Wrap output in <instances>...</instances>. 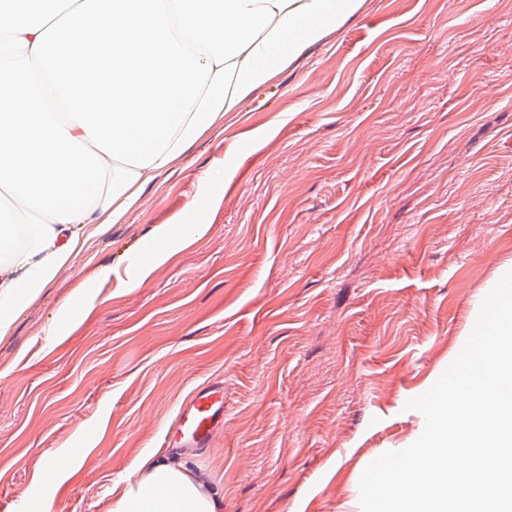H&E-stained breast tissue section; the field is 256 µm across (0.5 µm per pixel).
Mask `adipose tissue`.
Here are the masks:
<instances>
[{
    "label": "adipose tissue",
    "mask_w": 512,
    "mask_h": 512,
    "mask_svg": "<svg viewBox=\"0 0 512 512\" xmlns=\"http://www.w3.org/2000/svg\"><path fill=\"white\" fill-rule=\"evenodd\" d=\"M361 0H46L40 22L0 14V337L121 222L142 189L241 112ZM112 512H223L181 457L146 458Z\"/></svg>",
    "instance_id": "adipose-tissue-1"
}]
</instances>
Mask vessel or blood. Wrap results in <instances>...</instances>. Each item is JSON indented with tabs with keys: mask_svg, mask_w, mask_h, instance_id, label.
<instances>
[{
	"mask_svg": "<svg viewBox=\"0 0 512 512\" xmlns=\"http://www.w3.org/2000/svg\"><path fill=\"white\" fill-rule=\"evenodd\" d=\"M227 424L224 386L217 383L199 391L178 411V427L171 443L177 448H206Z\"/></svg>",
	"mask_w": 512,
	"mask_h": 512,
	"instance_id": "obj_1",
	"label": "vessel or blood"
}]
</instances>
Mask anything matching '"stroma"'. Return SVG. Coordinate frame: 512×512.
I'll use <instances>...</instances> for the list:
<instances>
[{"label": "stroma", "instance_id": "obj_1", "mask_svg": "<svg viewBox=\"0 0 512 512\" xmlns=\"http://www.w3.org/2000/svg\"><path fill=\"white\" fill-rule=\"evenodd\" d=\"M160 224L176 248L131 281ZM510 261L512 0H364L0 338V512H111L214 382L227 428L187 456L223 512H357Z\"/></svg>", "mask_w": 512, "mask_h": 512}]
</instances>
